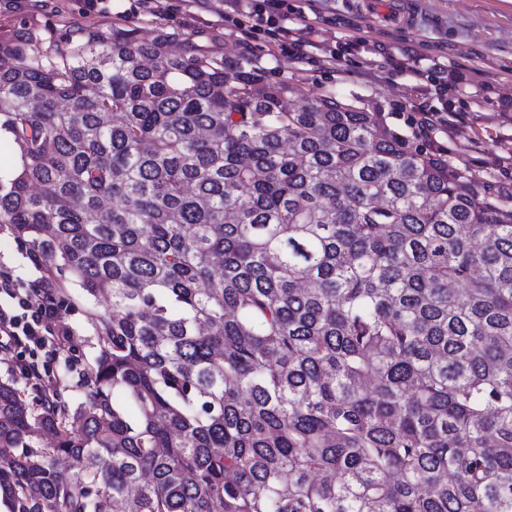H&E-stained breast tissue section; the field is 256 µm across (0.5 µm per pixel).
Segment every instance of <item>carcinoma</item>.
Instances as JSON below:
<instances>
[{
  "label": "carcinoma",
  "mask_w": 512,
  "mask_h": 512,
  "mask_svg": "<svg viewBox=\"0 0 512 512\" xmlns=\"http://www.w3.org/2000/svg\"><path fill=\"white\" fill-rule=\"evenodd\" d=\"M1 116L0 223L110 300L82 402L0 382L7 512H512V195L165 33L0 43Z\"/></svg>",
  "instance_id": "cac0c4a2"
}]
</instances>
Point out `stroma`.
I'll list each match as a JSON object with an SVG mask.
<instances>
[{"label":"stroma","mask_w":512,"mask_h":512,"mask_svg":"<svg viewBox=\"0 0 512 512\" xmlns=\"http://www.w3.org/2000/svg\"><path fill=\"white\" fill-rule=\"evenodd\" d=\"M175 6L172 14L150 16L140 14L137 0H114L105 12L88 10L85 0H21L17 9L0 0V41L22 37L28 57L41 58L76 23L131 29L142 40L164 31L172 51H181L190 40L210 46L214 57L258 67L267 80L286 79L317 95L371 105L390 128L405 135L408 116L428 98L388 66L386 51L400 49L409 66L418 54L447 60L449 77L461 80L469 93L451 103L455 130L437 136L451 165L469 169L490 185L512 156V0H315L307 22L324 43L306 62L282 56L273 41L225 26L224 0H176ZM341 18L354 20L352 36L360 50L338 61L330 52ZM108 304L104 297L85 301L74 286L63 301L62 317L74 330L76 346L60 350L54 371L70 403L81 401L78 382L97 349L90 313Z\"/></svg>","instance_id":"1"}]
</instances>
